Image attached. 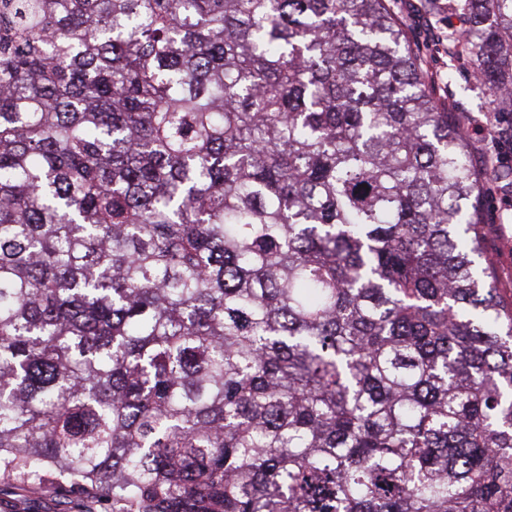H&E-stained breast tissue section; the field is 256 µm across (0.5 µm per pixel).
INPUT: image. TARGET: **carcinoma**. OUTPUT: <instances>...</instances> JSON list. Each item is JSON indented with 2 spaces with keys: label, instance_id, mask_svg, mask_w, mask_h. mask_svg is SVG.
Returning <instances> with one entry per match:
<instances>
[{
  "label": "carcinoma",
  "instance_id": "carcinoma-1",
  "mask_svg": "<svg viewBox=\"0 0 512 512\" xmlns=\"http://www.w3.org/2000/svg\"><path fill=\"white\" fill-rule=\"evenodd\" d=\"M512 109V0H450ZM387 0H0V481L111 512H512V301Z\"/></svg>",
  "mask_w": 512,
  "mask_h": 512
}]
</instances>
